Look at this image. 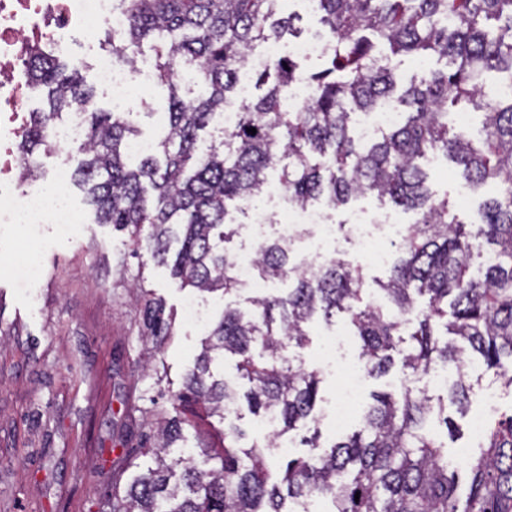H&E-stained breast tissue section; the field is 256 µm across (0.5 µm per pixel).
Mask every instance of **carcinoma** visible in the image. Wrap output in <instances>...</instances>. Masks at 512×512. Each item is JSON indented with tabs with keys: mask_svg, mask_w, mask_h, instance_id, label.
<instances>
[{
	"mask_svg": "<svg viewBox=\"0 0 512 512\" xmlns=\"http://www.w3.org/2000/svg\"><path fill=\"white\" fill-rule=\"evenodd\" d=\"M313 2L331 45L330 67L307 75L293 58L268 64L255 82L265 92L246 102L238 125L203 153L199 133L236 92L238 66L258 44L297 34L293 17L284 15L285 0H121L127 26L118 36L105 32L112 54L131 63L132 51L151 44L154 77L169 92L167 134L135 164L126 151L137 135L134 113L99 107L93 89L63 62L31 61V80L46 93L48 108L30 113L19 153L31 158L49 147V125L85 107L88 141L77 148L83 159L76 175L99 223L128 232L136 250L170 266L184 287L226 295L245 287L226 243L237 233L236 215L260 199L277 168L299 205L322 200L337 208L370 195L417 214L402 230L401 256L387 281H376L378 303L363 301L361 267L334 258L310 271L282 242H262L257 277L288 279L292 287L250 299V313L224 306L176 395V415L158 418L154 434L142 435L140 447L114 461L110 512H286V499L311 496L330 499L332 512H512V414L470 449L463 499L448 476L447 444L425 426L435 415L452 423L424 392L372 394L363 430L328 452L288 461L278 483L270 482L262 446L243 447L245 433L229 421L242 398L254 414H275L279 435L311 415L318 373L285 364L279 351L284 338L306 346V327L319 314L345 315L371 377L397 364L403 379L456 367L450 400L460 412L471 388L465 368L474 360L512 387V96L484 80L492 71L512 80V0ZM379 44L388 45L390 57L376 53ZM399 54L444 58L447 67L399 92L391 66ZM185 66L205 88L188 100L179 95ZM299 80L311 85L313 100L290 110L286 93ZM383 105L399 111L398 122L371 143L358 142L352 116ZM468 107L483 115L479 137L448 124V110ZM437 151L473 189L506 186L504 195L483 202L482 220L470 229L448 197L428 186L422 160ZM424 297L425 308L414 313ZM135 299L146 345L137 367L145 370L158 361L173 325L150 292L141 288ZM448 335L456 341L441 340ZM215 354L237 357V373L248 383L244 393L212 378ZM197 405L224 420L223 447L198 442L212 463L206 470L191 455L165 460L191 425L177 412ZM149 452L156 467L122 482Z\"/></svg>",
	"mask_w": 512,
	"mask_h": 512,
	"instance_id": "1",
	"label": "carcinoma"
}]
</instances>
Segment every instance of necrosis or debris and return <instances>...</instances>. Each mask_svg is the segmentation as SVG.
I'll list each match as a JSON object with an SVG mask.
<instances>
[{"label": "necrosis or debris", "mask_w": 512, "mask_h": 512, "mask_svg": "<svg viewBox=\"0 0 512 512\" xmlns=\"http://www.w3.org/2000/svg\"><path fill=\"white\" fill-rule=\"evenodd\" d=\"M120 32L126 26L123 11L115 0H0V145L19 141L27 128L26 114L31 109L34 86L28 61L32 56L51 60L75 58L77 45L92 48L99 27ZM328 45L315 38L283 43L266 41L262 53L250 54L237 75L238 102L224 108V127L233 129L239 120V105L251 94V73L279 57L289 54L298 58L326 55ZM148 61L137 56L134 65L115 63L111 54L95 60L94 77L112 101L113 108H129L132 78L147 74ZM23 161L8 154L0 160V224H55L69 228L78 216L69 205L65 188L70 173L66 164L54 170L50 185L22 182L19 171ZM400 229L392 216L372 217L358 213L348 224L346 237L359 257L377 266L390 262L386 247ZM278 237L287 246L306 242L303 257L308 269L323 266L330 257L331 246L338 243V227L331 224L325 209L317 204H287L278 226ZM349 339L346 326L330 335L325 353L344 376L328 414L332 431L344 429L353 419L363 391V374L359 363L339 356L338 350Z\"/></svg>", "instance_id": "4bbe7bcc"}]
</instances>
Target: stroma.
Returning a JSON list of instances; mask_svg holds the SVG:
<instances>
[{
    "label": "stroma",
    "mask_w": 512,
    "mask_h": 512,
    "mask_svg": "<svg viewBox=\"0 0 512 512\" xmlns=\"http://www.w3.org/2000/svg\"><path fill=\"white\" fill-rule=\"evenodd\" d=\"M139 106L142 135L165 133L168 90L152 84ZM424 166L437 196L447 197L460 217L479 219V205L499 196L503 187L472 191L456 179L448 161L428 157ZM80 215L69 232L54 224H0V512H98L112 487V462L124 448L138 447L148 425L126 422L128 405L154 406L172 414V396L201 351L205 331L185 321L184 305L197 300L219 318L225 305L249 308L251 288L226 295L182 286L168 267L149 254L134 257L127 232L99 224L85 194L75 184L66 189ZM35 252L41 278L25 281L12 267ZM163 300L175 317L157 373H143L139 306L132 284ZM331 330L322 318L308 325L310 343L284 341L283 359L315 368V357ZM470 410L490 418L512 412V388L493 372L469 369ZM495 392V410L483 396Z\"/></svg>",
    "instance_id": "35a3bbf8"
}]
</instances>
